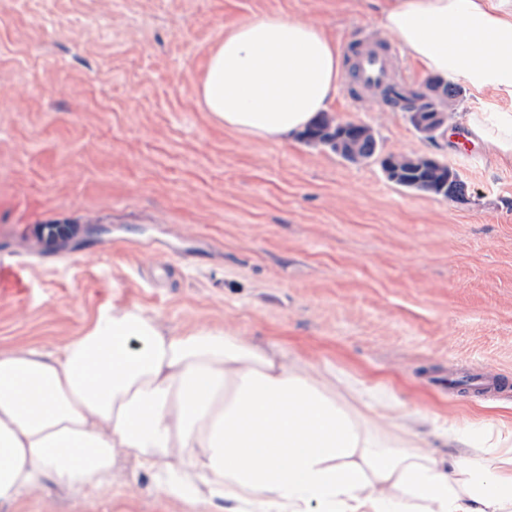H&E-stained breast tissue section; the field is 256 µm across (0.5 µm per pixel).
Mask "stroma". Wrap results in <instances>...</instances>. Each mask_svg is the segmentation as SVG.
I'll return each mask as SVG.
<instances>
[{
  "label": "stroma",
  "mask_w": 512,
  "mask_h": 512,
  "mask_svg": "<svg viewBox=\"0 0 512 512\" xmlns=\"http://www.w3.org/2000/svg\"><path fill=\"white\" fill-rule=\"evenodd\" d=\"M387 0H0V348L48 349L99 311L288 349L442 419L512 423V167L428 138L344 79L327 112L381 155L448 165L460 198L405 189L379 157L224 128L196 87L224 30L319 22L345 53L391 39ZM67 226L66 240L44 228ZM496 376L488 397L448 372ZM18 512H189L147 476L94 506L54 485Z\"/></svg>",
  "instance_id": "stroma-1"
}]
</instances>
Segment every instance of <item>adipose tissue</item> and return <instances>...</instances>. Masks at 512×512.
<instances>
[{
	"instance_id": "obj_1",
	"label": "adipose tissue",
	"mask_w": 512,
	"mask_h": 512,
	"mask_svg": "<svg viewBox=\"0 0 512 512\" xmlns=\"http://www.w3.org/2000/svg\"><path fill=\"white\" fill-rule=\"evenodd\" d=\"M377 24L471 91L450 127L512 166V0H391ZM342 78L320 24L273 13L225 30L197 93L226 128L282 141ZM484 445L284 349L173 333L137 308L52 350L0 349V512L49 481L88 500L142 474L191 512H512V427Z\"/></svg>"
}]
</instances>
